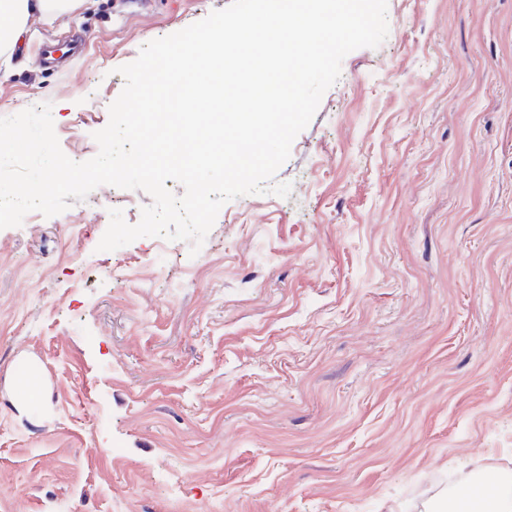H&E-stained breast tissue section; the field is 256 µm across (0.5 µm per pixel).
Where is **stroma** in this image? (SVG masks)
<instances>
[{"instance_id": "1", "label": "stroma", "mask_w": 512, "mask_h": 512, "mask_svg": "<svg viewBox=\"0 0 512 512\" xmlns=\"http://www.w3.org/2000/svg\"><path fill=\"white\" fill-rule=\"evenodd\" d=\"M231 0H71L0 53L86 161L150 40ZM198 254L98 251L109 185L0 229V512H437L512 479V0H388ZM36 363L46 395L13 402Z\"/></svg>"}]
</instances>
